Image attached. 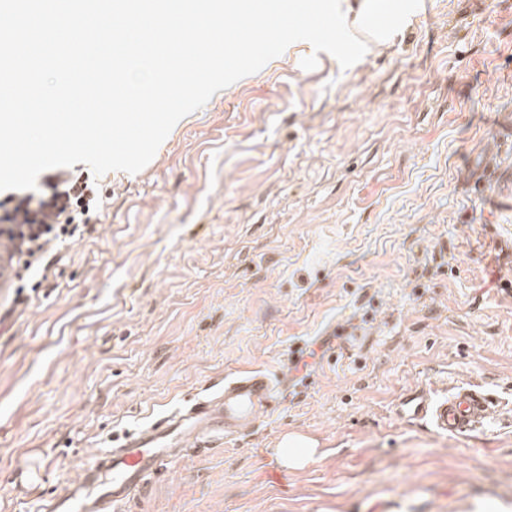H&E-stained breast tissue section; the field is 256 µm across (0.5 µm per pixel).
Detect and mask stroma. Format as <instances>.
Returning a JSON list of instances; mask_svg holds the SVG:
<instances>
[{
    "mask_svg": "<svg viewBox=\"0 0 512 512\" xmlns=\"http://www.w3.org/2000/svg\"><path fill=\"white\" fill-rule=\"evenodd\" d=\"M365 56L305 41L181 119L0 325V512L243 370L287 369L249 434L132 512H512V0H341ZM317 55L314 70L300 62ZM494 393L481 433L409 389ZM319 453L285 469L281 435ZM28 458L43 477L17 476ZM494 407L492 399L478 389L458 387L435 400L422 388L401 400L399 414L406 422L426 419L445 435L468 436L483 427Z\"/></svg>",
    "mask_w": 512,
    "mask_h": 512,
    "instance_id": "obj_1",
    "label": "stroma"
}]
</instances>
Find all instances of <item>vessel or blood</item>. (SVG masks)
Here are the masks:
<instances>
[{
    "label": "vessel or blood",
    "mask_w": 512,
    "mask_h": 512,
    "mask_svg": "<svg viewBox=\"0 0 512 512\" xmlns=\"http://www.w3.org/2000/svg\"><path fill=\"white\" fill-rule=\"evenodd\" d=\"M292 380L288 372L276 377L259 370L225 378L213 393L117 437L77 481L43 498L40 512H128L135 496L175 468L189 449L205 452L243 435L268 410L277 388ZM493 407L492 399L474 388H455L439 400L420 389L402 399L399 414L408 422L428 420L445 435L467 436L483 427Z\"/></svg>",
    "instance_id": "vessel-or-blood-1"
}]
</instances>
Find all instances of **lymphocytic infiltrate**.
<instances>
[{
  "mask_svg": "<svg viewBox=\"0 0 512 512\" xmlns=\"http://www.w3.org/2000/svg\"><path fill=\"white\" fill-rule=\"evenodd\" d=\"M101 190L87 176L58 169L45 173L36 189L20 190L0 199V245L4 246L12 288L20 271L48 269L59 246L80 238L98 222Z\"/></svg>",
  "mask_w": 512,
  "mask_h": 512,
  "instance_id": "1",
  "label": "lymphocytic infiltrate"
}]
</instances>
